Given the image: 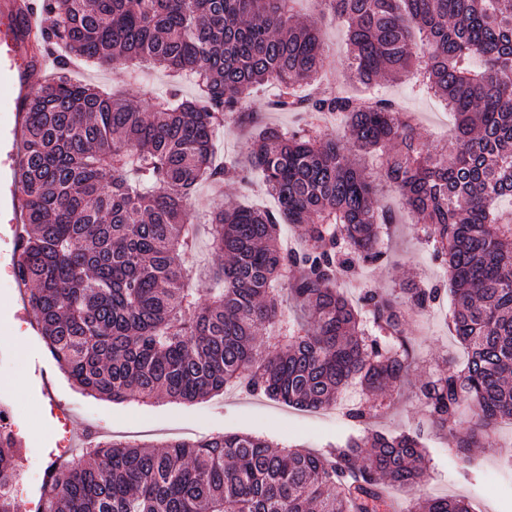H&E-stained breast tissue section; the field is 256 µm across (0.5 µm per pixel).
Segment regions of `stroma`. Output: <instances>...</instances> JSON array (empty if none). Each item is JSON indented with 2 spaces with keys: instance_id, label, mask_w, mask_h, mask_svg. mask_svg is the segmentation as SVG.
Here are the masks:
<instances>
[{
  "instance_id": "obj_1",
  "label": "stroma",
  "mask_w": 512,
  "mask_h": 512,
  "mask_svg": "<svg viewBox=\"0 0 512 512\" xmlns=\"http://www.w3.org/2000/svg\"><path fill=\"white\" fill-rule=\"evenodd\" d=\"M74 81L113 90L142 111H149L152 98L178 91L193 97L198 88L193 75H179L149 65L126 71L106 66L71 62ZM414 80L406 76L394 82H381L379 95L393 100L416 119L418 133L430 147L447 144L453 133L447 107L431 95L416 94ZM274 89L257 87L250 96L245 124L225 123L215 138L218 155L245 153L252 127L275 126L294 129L306 116L284 112L274 105ZM234 199L258 208L275 207V200L259 189H245L241 179L221 184L199 185L192 196V214L196 223L205 224L211 214ZM398 222L390 236L389 260L380 266H367L344 284L350 300H358L362 285L372 288H397L407 280L424 279L447 285L445 271L432 259L420 239L414 218L398 213ZM24 307L20 289L14 288L7 268L0 266V403L13 407L18 419L14 428L21 442L24 470L47 467L60 452L79 455L83 436L92 427L104 434L131 440L158 442L168 438L196 439L212 432H248L263 434L283 444L320 450L337 437L351 431L346 411L358 402L362 393L357 385L348 386L328 414L299 411L274 401L230 390L192 404L155 401L147 405L112 402L83 394L67 380L50 355L33 321L17 318ZM450 307L442 301L423 319L411 321L405 334L413 357L397 386L386 393L393 405L380 409L371 427L399 433L421 430L427 451L428 471L423 491L432 496L462 497L472 512H512V498L485 489L487 471L505 469V458L512 453V423H499L495 430L496 447L477 451L475 465L463 471L448 446L442 431L430 426L426 412L415 392L428 375L458 368L466 351L452 335L444 316ZM69 410L67 427H60L56 408Z\"/></svg>"
}]
</instances>
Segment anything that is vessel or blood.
Wrapping results in <instances>:
<instances>
[{"label":"vessel or blood","instance_id":"1","mask_svg":"<svg viewBox=\"0 0 512 512\" xmlns=\"http://www.w3.org/2000/svg\"><path fill=\"white\" fill-rule=\"evenodd\" d=\"M42 25L34 0H0V105L8 109L0 120V261L16 264L25 193L21 173L26 158L23 134L28 114L26 99L32 77L44 69L48 52L32 51L40 42Z\"/></svg>","mask_w":512,"mask_h":512}]
</instances>
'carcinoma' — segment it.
<instances>
[{
	"label": "carcinoma",
	"instance_id": "cac0c4a2",
	"mask_svg": "<svg viewBox=\"0 0 512 512\" xmlns=\"http://www.w3.org/2000/svg\"><path fill=\"white\" fill-rule=\"evenodd\" d=\"M314 2L302 19L290 0H46L55 15L46 38L64 56L27 98L18 275L48 351L88 395L183 403L242 386L319 411L352 381L368 397L400 382L406 318L442 293L410 282L368 288L353 305L337 288L387 260L384 183L453 285L448 325L468 356L416 396L467 466L470 449L492 447L495 425L512 420V212L498 210L512 198V0ZM326 14L347 24L359 83L411 73L416 92L448 105L457 126L447 151L429 149L387 98L298 93L325 66ZM72 58L186 70L199 93L157 98L145 116L73 81ZM268 82L280 110L342 115L357 152L401 150L376 179L311 123L258 127L241 159L217 160V130ZM254 172L278 206L229 201L213 213V249L228 264L215 268L202 306L186 264L199 230L189 200L202 182ZM285 224L297 251L281 246ZM466 404L472 425L461 432L452 422ZM374 409L359 402L347 416L363 426ZM20 459V441L1 430L0 512H15ZM424 476L425 448L406 432L364 430L317 452L250 433L113 439L51 464L40 512H376L390 486L414 496L409 512H471L461 498L423 495Z\"/></svg>",
	"mask_w": 512,
	"mask_h": 512
}]
</instances>
